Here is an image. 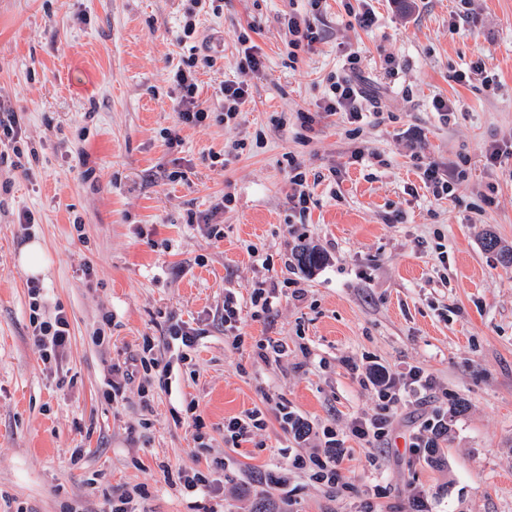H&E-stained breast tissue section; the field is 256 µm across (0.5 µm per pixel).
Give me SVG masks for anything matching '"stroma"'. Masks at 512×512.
I'll list each match as a JSON object with an SVG mask.
<instances>
[{"label": "stroma", "instance_id": "1", "mask_svg": "<svg viewBox=\"0 0 512 512\" xmlns=\"http://www.w3.org/2000/svg\"><path fill=\"white\" fill-rule=\"evenodd\" d=\"M367 4L376 22L363 29L354 14ZM187 6L0 0V103L31 150L24 169H0V512H109L137 485L150 495L136 512H192L179 479L189 468L218 484L224 512H264L277 496L258 481L267 472L286 477L293 512H412L417 489L432 512H512V267L483 247L489 232L512 246V155L495 167L484 158L486 146H512V0H472L469 19L458 0H322L320 39L296 50L284 16L308 13L307 0H224L183 42ZM244 34L259 73L239 68ZM193 51L224 58L221 70L200 69V99L219 104L225 80L246 82L249 96L236 123L213 112L172 148L162 132L175 122L173 72ZM352 55L382 110L359 124L320 110ZM477 61L496 88L456 82ZM438 96L454 111L436 112ZM292 161L306 174L303 211L290 200ZM429 161L451 172V196L425 187ZM23 211L35 218L27 230ZM210 213L215 224L202 223ZM25 234L44 243L43 295L70 324L50 361L32 336ZM297 244L325 262L302 272ZM270 279L296 281L301 296L283 289L265 320L243 308L232 346L225 290L245 299ZM176 321L204 331L185 361L162 341ZM146 336L158 363L147 410ZM265 336L286 355L257 359ZM373 363L395 375L421 368L433 386L403 392L387 437L369 448L349 425L378 409L357 372ZM116 367L132 373L119 406L103 398ZM267 399L336 429L349 450L341 486L289 466L292 440L275 415L252 441L225 446V418ZM448 413L434 463L410 442ZM215 457L224 467H208Z\"/></svg>", "mask_w": 512, "mask_h": 512}]
</instances>
